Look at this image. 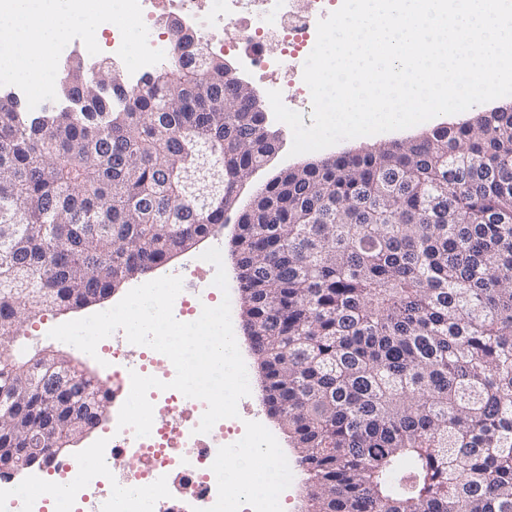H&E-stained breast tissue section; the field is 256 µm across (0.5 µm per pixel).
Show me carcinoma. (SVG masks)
<instances>
[{
  "mask_svg": "<svg viewBox=\"0 0 512 512\" xmlns=\"http://www.w3.org/2000/svg\"><path fill=\"white\" fill-rule=\"evenodd\" d=\"M170 56L76 110L0 99V311L30 320L164 265L242 208V316L309 512H512V112L289 171L223 56ZM0 358L5 399L25 366Z\"/></svg>",
  "mask_w": 512,
  "mask_h": 512,
  "instance_id": "1",
  "label": "carcinoma"
}]
</instances>
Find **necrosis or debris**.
Segmentation results:
<instances>
[{
  "label": "necrosis or debris",
  "instance_id": "1",
  "mask_svg": "<svg viewBox=\"0 0 512 512\" xmlns=\"http://www.w3.org/2000/svg\"><path fill=\"white\" fill-rule=\"evenodd\" d=\"M143 21L150 31L149 44L172 54V37L155 32L166 14L180 17L198 30L214 49L233 55L239 69L257 78L265 90L282 91L289 109L308 104L311 92L303 80L304 63L316 43V27L336 9V0H139ZM278 46L269 54L268 46ZM116 381L117 392L131 388V373L161 381L175 377L172 362L146 346H134L127 337H113L97 347ZM149 401L161 410L151 433L135 436L131 428L110 424L103 436L77 462H59L70 504L79 512H145L147 494L165 485L159 512H282L281 495L291 480L295 464L275 456L268 479L260 488L229 487L226 468L247 453L273 447L272 438L257 424L236 418L218 421L206 434L196 428L207 405L168 388L151 389ZM137 460L136 474L127 463Z\"/></svg>",
  "mask_w": 512,
  "mask_h": 512
}]
</instances>
